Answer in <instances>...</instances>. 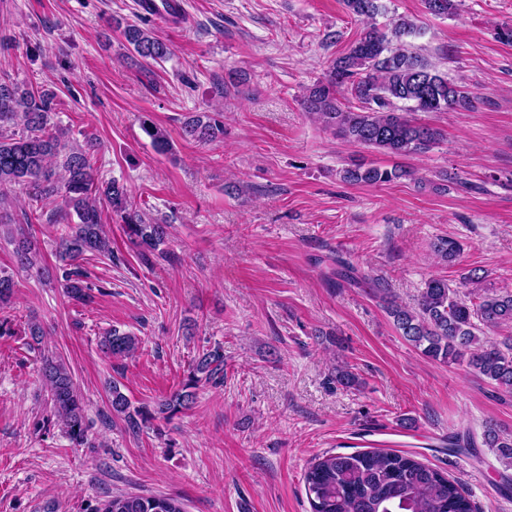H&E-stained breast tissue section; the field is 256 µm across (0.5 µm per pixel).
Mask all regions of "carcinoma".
<instances>
[{"instance_id": "carcinoma-1", "label": "carcinoma", "mask_w": 512, "mask_h": 512, "mask_svg": "<svg viewBox=\"0 0 512 512\" xmlns=\"http://www.w3.org/2000/svg\"><path fill=\"white\" fill-rule=\"evenodd\" d=\"M354 17L375 20L384 10L380 0H342ZM425 9L446 17L454 0H423ZM123 38L132 57L150 77L151 63L163 61L169 47L148 24H128ZM419 35L417 25L399 17L382 30L367 28L347 50L336 57L324 75L304 94L305 110L332 134L344 141L379 153L415 155L429 150L440 139L438 129L418 122L416 112L471 110L475 96L448 80L417 51L410 39ZM56 92L27 83L0 79V226L13 224L7 212L9 192L20 189L31 201L58 204L59 219L67 226L58 258L69 265L63 288L76 302L89 298L85 273L76 262L88 254L112 256V241L102 222L101 204L125 224L131 243L157 251L167 240V227L148 221L119 181L104 180L88 153L73 144L68 132L53 121ZM142 131L161 155L173 152L168 132L145 119ZM183 135L199 143L224 137L222 108L194 112L183 124ZM413 171L398 166L357 165L341 171L344 181L379 184L410 177ZM16 262L25 269L37 266L38 251L31 235L17 225L11 236ZM445 263L457 259L460 244L440 237L432 245ZM361 283L378 301L395 329L424 357L444 364L466 366L479 378L512 393V336L490 342L479 335L481 326L512 325V292L485 293L470 301L469 295L448 280L432 277L424 283L416 305L399 303L381 278L357 276L355 268L343 273ZM13 276L0 270V309L13 297ZM138 339L113 328L101 337V349L116 359L131 356ZM40 370L51 396L52 412L73 444L83 445L88 426L85 406L73 377L62 360L44 355ZM224 369V351L205 349L192 361L180 389L159 401L154 410L133 407L118 383H112L111 406L133 434L158 415L165 419L190 409L196 390ZM484 440L495 457L512 467V433L488 425ZM311 512H476L470 496L444 472L411 454L394 449L353 453H325L311 463L304 475ZM101 512H183L181 502L168 496L118 494Z\"/></svg>"}]
</instances>
